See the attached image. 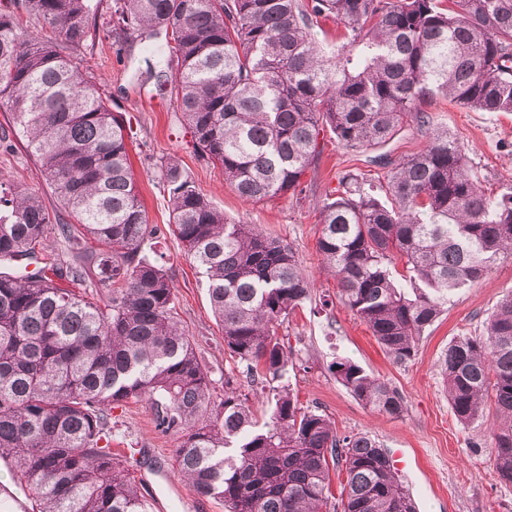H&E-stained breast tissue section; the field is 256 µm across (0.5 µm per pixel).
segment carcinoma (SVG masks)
<instances>
[{
    "label": "carcinoma",
    "mask_w": 512,
    "mask_h": 512,
    "mask_svg": "<svg viewBox=\"0 0 512 512\" xmlns=\"http://www.w3.org/2000/svg\"><path fill=\"white\" fill-rule=\"evenodd\" d=\"M112 0L117 46L148 50L164 36L194 151L246 202L306 191L302 178L325 134L351 151L383 146L411 119L428 133L392 161L386 182L337 173L320 208L317 251L336 298L397 365L464 288L512 258V190L487 195L463 144L432 126L435 97L481 112H512V0ZM102 0H0V100L59 205L61 223L22 185L0 187V258L35 259L52 225L64 255L34 274L0 271V460L33 512H150L112 457V409L148 399L155 426L177 437V473L224 512H323L330 469L346 474L340 512H416L392 459L367 434L338 433L279 381L292 364L278 329L310 298L313 280L291 243L237 224L195 186L174 155L160 180L168 230L203 270L224 330L229 371L215 400L209 370L181 325L175 286L146 247L148 222L131 170L126 126L86 65ZM342 30L327 55L314 28ZM402 264V272L395 273ZM107 285L103 294L97 285ZM336 381L365 407L400 417L404 397L359 365ZM440 372L465 426L492 403L493 471L512 484V294L482 336L448 345ZM253 395L274 400L257 427Z\"/></svg>",
    "instance_id": "obj_1"
}]
</instances>
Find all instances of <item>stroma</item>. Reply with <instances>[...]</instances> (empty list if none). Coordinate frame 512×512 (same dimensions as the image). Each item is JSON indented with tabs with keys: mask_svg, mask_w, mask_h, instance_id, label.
Instances as JSON below:
<instances>
[{
	"mask_svg": "<svg viewBox=\"0 0 512 512\" xmlns=\"http://www.w3.org/2000/svg\"><path fill=\"white\" fill-rule=\"evenodd\" d=\"M86 55L97 77L112 96V109L129 123V155L140 198L150 223L160 233L154 249L173 278L175 305L189 335L199 343L210 370L214 398L224 395V336L214 317L208 288L200 269L182 252L168 232L171 203L159 177L161 156L174 153L185 172L218 209L236 222L254 224L266 234L292 243L298 259L314 278L310 300L297 308L280 327L279 336L292 351L293 369L284 378L303 406L318 408L342 434L366 433L389 455L403 456L398 476L409 489L417 512H512V484L493 473L494 450L488 435L496 420L494 406L469 426L457 422L440 374V360L448 344L461 336L482 335L500 301L512 293V260L470 288L453 291L448 307L419 341L418 352L405 365L394 364L365 324L343 306L317 313L323 296L335 295L336 280L321 270L317 253L320 205L325 191L336 185L338 171L356 167L374 181L385 169L366 163L358 153L335 140L325 142L315 171L306 175L305 197L285 194L268 202L242 201L225 184L222 174L198 157L180 106L171 94H158L156 77L144 62L141 44L116 54L111 39L98 36ZM434 126L456 134L465 146L470 165L488 194L512 187V112H478L436 99L427 108ZM22 184L39 193L48 207L56 200L34 159L23 145L0 150V183ZM348 359L369 375L395 387L403 396L401 417L373 412L338 383L333 362ZM175 436L161 433L148 401L128 402L112 411V452L132 459L138 485L165 469L182 498L172 499L165 512H224L220 502L195 503L189 486L176 473Z\"/></svg>",
	"mask_w": 512,
	"mask_h": 512,
	"instance_id": "obj_1",
	"label": "stroma"
}]
</instances>
